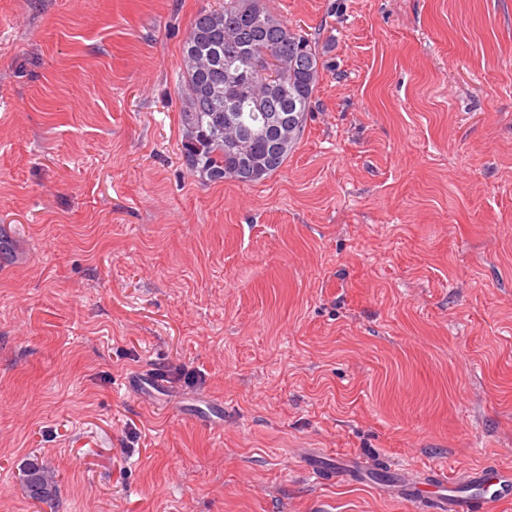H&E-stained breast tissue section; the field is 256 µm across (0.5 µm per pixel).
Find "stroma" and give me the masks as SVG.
I'll use <instances>...</instances> for the list:
<instances>
[{"label":"stroma","mask_w":512,"mask_h":512,"mask_svg":"<svg viewBox=\"0 0 512 512\" xmlns=\"http://www.w3.org/2000/svg\"><path fill=\"white\" fill-rule=\"evenodd\" d=\"M223 3L0 0V512H423L305 455L512 467V0H266L326 68L251 185L182 156ZM55 473L37 460L27 462L23 468L22 482L28 496L38 502H48L57 494Z\"/></svg>","instance_id":"35a3bbf8"}]
</instances>
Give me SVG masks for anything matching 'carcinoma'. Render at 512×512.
<instances>
[{
	"label": "carcinoma",
	"instance_id": "carcinoma-1",
	"mask_svg": "<svg viewBox=\"0 0 512 512\" xmlns=\"http://www.w3.org/2000/svg\"><path fill=\"white\" fill-rule=\"evenodd\" d=\"M319 40L272 14L265 0H224L200 11L182 45L180 120L185 163L210 181L260 182L277 172L300 139L325 63ZM233 108L236 136L248 156L231 149L224 114ZM292 117L294 130L277 152L258 136L272 113ZM28 496L55 499V473L36 460L23 468Z\"/></svg>",
	"mask_w": 512,
	"mask_h": 512
}]
</instances>
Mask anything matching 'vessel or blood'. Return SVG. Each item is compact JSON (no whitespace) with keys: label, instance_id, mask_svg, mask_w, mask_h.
<instances>
[{"label":"vessel or blood","instance_id":"vessel-or-blood-1","mask_svg":"<svg viewBox=\"0 0 512 512\" xmlns=\"http://www.w3.org/2000/svg\"><path fill=\"white\" fill-rule=\"evenodd\" d=\"M386 486L409 502H428L435 512H488L492 505L512 501V468L483 465L461 479L437 475L435 482L422 483L408 474L390 470Z\"/></svg>","mask_w":512,"mask_h":512}]
</instances>
